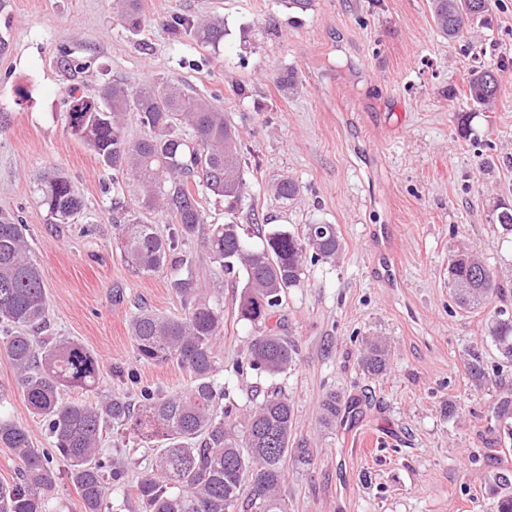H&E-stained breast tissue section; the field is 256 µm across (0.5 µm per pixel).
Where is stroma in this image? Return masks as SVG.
I'll list each match as a JSON object with an SVG mask.
<instances>
[{"instance_id": "35a3bbf8", "label": "stroma", "mask_w": 512, "mask_h": 512, "mask_svg": "<svg viewBox=\"0 0 512 512\" xmlns=\"http://www.w3.org/2000/svg\"><path fill=\"white\" fill-rule=\"evenodd\" d=\"M145 24L132 30L116 0H0V210L27 225L50 312V333L78 340L100 361V385L130 388L112 373L134 364L128 323L144 306L183 314L168 272L133 275L112 240V200L135 206L127 180H113L66 126L69 90L95 93L118 80L136 88L168 79L220 94L248 165L233 213L201 194L209 224L235 221L261 247V233L336 225L342 248L308 263L288 293L281 333L299 349L295 369L274 379L236 374L253 338L225 286L218 352L231 399L244 404L271 386L294 403L295 438L314 463L288 468L289 512H495L497 472L512 476V360L487 337L492 310L512 314V236L491 216L512 209V65L494 105L459 97L473 66L512 62V0H492L488 21L463 37L436 29L431 0H314L297 13L282 0H141ZM176 16L224 27L210 46L174 40ZM84 63L63 71L61 54ZM293 75L296 89L281 82ZM61 171L83 201L76 223L55 226L37 177ZM294 200L274 192L282 179ZM453 245L474 249L497 274L503 297L456 306L448 287ZM390 349L385 375L364 376L362 339ZM479 347L490 377L474 388L464 366ZM141 383L168 393L189 387L174 362L134 364ZM354 405L336 427L318 424L329 393ZM0 417L48 447L0 352Z\"/></svg>"}]
</instances>
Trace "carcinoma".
I'll return each mask as SVG.
<instances>
[{"instance_id": "obj_1", "label": "carcinoma", "mask_w": 512, "mask_h": 512, "mask_svg": "<svg viewBox=\"0 0 512 512\" xmlns=\"http://www.w3.org/2000/svg\"><path fill=\"white\" fill-rule=\"evenodd\" d=\"M120 18L132 29L144 17L140 0H119ZM491 0H432L436 28L460 38L469 22L488 15ZM173 37H192L216 45L224 28L208 20L176 17L168 23ZM502 68L482 64L472 70L463 98L489 105L497 97ZM167 80L135 90L111 81L91 96L74 86L67 110L69 132L114 173L128 176L139 211L112 207V232L120 256L131 272L149 277L172 265L169 284L181 298L184 314L162 315L141 309L130 319L129 333L139 364L174 361L192 377L185 391L161 393L139 387L136 403L99 392L100 363L81 343L47 336L50 326L45 288L18 216L0 211V343L33 414L42 418L51 449L34 447L29 431L0 419V447L20 461L18 481L0 482V512H48L62 460L83 512H105L109 491L123 486L127 466L116 456L103 460L101 443L114 427L131 431L157 454L134 485L138 512H288L281 494L288 464L308 466L313 450L292 439L294 405L271 390L241 415L224 403L229 397L218 379L222 371L216 342L224 333V279L237 280L233 303L237 319L253 326L252 339L237 363L269 377L297 364L296 346L272 322L288 290L300 286L309 259H334L341 241L334 224H307L302 233L272 230L262 247H251L239 224H205L200 192L219 197L233 209L246 191L247 165L235 127L215 104ZM133 112L142 136L130 141L125 117ZM41 206L50 224H71L83 207L68 178L59 171L37 182ZM161 213L170 220L167 235L144 220ZM201 242L213 269L212 284L200 283L179 244ZM448 284L457 306L478 308L500 293L494 273L468 248L449 249ZM488 337L512 357V316L489 317ZM388 346L364 341L359 366L371 377L387 371ZM471 383L486 382L481 355L467 353ZM65 391L87 398L69 400ZM339 397L329 394L319 424L336 425ZM497 512H512V478L498 473L490 483Z\"/></svg>"}]
</instances>
